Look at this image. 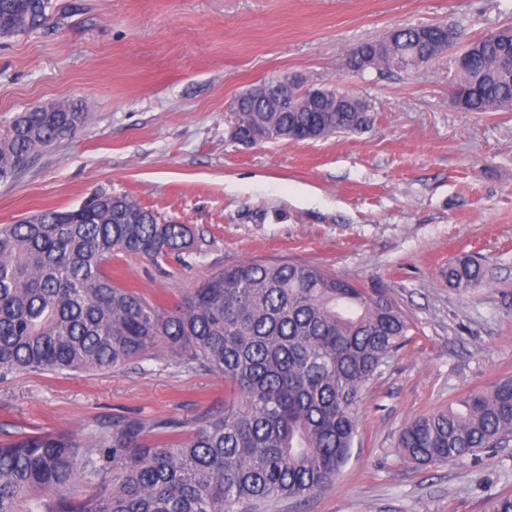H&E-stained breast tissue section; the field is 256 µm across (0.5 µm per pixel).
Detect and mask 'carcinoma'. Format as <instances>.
<instances>
[{
	"label": "carcinoma",
	"instance_id": "1",
	"mask_svg": "<svg viewBox=\"0 0 512 512\" xmlns=\"http://www.w3.org/2000/svg\"><path fill=\"white\" fill-rule=\"evenodd\" d=\"M49 0H0L11 36L48 24ZM369 64L406 72L418 55L461 46L450 102L468 112L512 107V28L468 38L457 24L397 28ZM290 107L240 95L233 126L253 142L309 141L360 130L358 97L296 84ZM82 112L17 115L0 138V180L84 128ZM186 224L164 222L124 194L96 189L78 207L0 224V369L122 370L160 356L224 379V411L184 423L123 419L87 432L0 440V512H274L331 485L350 457L362 390L412 324L380 288L320 267L246 260L205 275L169 305L112 278L123 252L155 260L193 254ZM454 288L484 279L462 258L441 271ZM512 440V378L419 416L397 447L442 464Z\"/></svg>",
	"mask_w": 512,
	"mask_h": 512
}]
</instances>
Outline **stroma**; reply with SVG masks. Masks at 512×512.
I'll use <instances>...</instances> for the list:
<instances>
[{"label": "stroma", "mask_w": 512, "mask_h": 512, "mask_svg": "<svg viewBox=\"0 0 512 512\" xmlns=\"http://www.w3.org/2000/svg\"><path fill=\"white\" fill-rule=\"evenodd\" d=\"M50 24L0 37V137L34 105H81L84 130L0 182V224L127 195L196 233L189 264L119 255L122 285L172 302L217 269L317 265L381 288L411 320L364 388L336 482L280 512H487L512 496V441L437 465L396 446L412 419L512 376V109L467 112L449 93L456 50L411 74L353 73L349 50L403 26H512V0H50ZM302 76L373 107L363 129L245 146L230 105ZM471 255L465 292L441 272ZM224 408V381L151 360L121 371L0 375V439L123 418L192 421Z\"/></svg>", "instance_id": "35a3bbf8"}]
</instances>
